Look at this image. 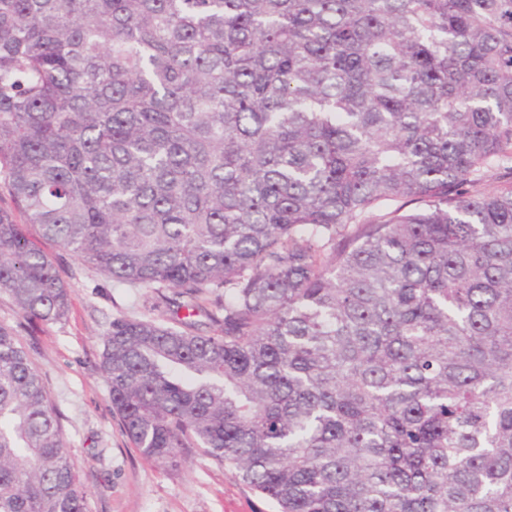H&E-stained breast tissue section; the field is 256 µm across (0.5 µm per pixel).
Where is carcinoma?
<instances>
[{
	"label": "carcinoma",
	"instance_id": "obj_1",
	"mask_svg": "<svg viewBox=\"0 0 512 512\" xmlns=\"http://www.w3.org/2000/svg\"><path fill=\"white\" fill-rule=\"evenodd\" d=\"M501 169L512 0H0V184L171 313L112 320V413L279 512H512ZM0 293L69 310L1 209ZM0 512H88L3 325Z\"/></svg>",
	"mask_w": 512,
	"mask_h": 512
}]
</instances>
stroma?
Segmentation results:
<instances>
[{
    "mask_svg": "<svg viewBox=\"0 0 512 512\" xmlns=\"http://www.w3.org/2000/svg\"><path fill=\"white\" fill-rule=\"evenodd\" d=\"M27 233L55 258L70 292L68 315L53 324L28 322L0 293V324L15 329L46 380L89 512H279L200 449H184L181 466L164 469L134 448L112 413L99 363L113 319L148 314L153 291L113 283L36 228Z\"/></svg>",
    "mask_w": 512,
    "mask_h": 512,
    "instance_id": "stroma-1",
    "label": "stroma"
}]
</instances>
